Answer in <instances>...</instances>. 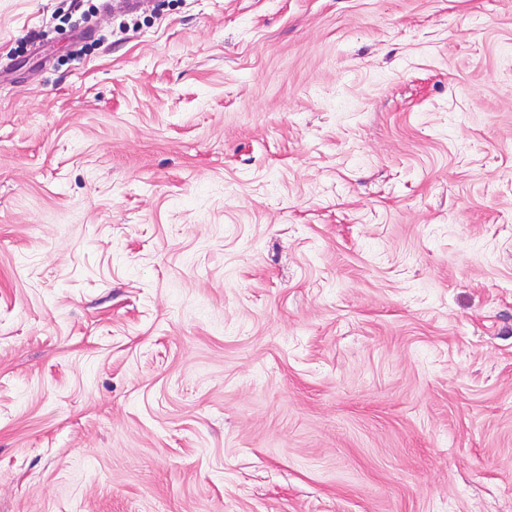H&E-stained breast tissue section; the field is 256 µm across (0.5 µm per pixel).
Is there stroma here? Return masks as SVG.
<instances>
[{"label": "stroma", "instance_id": "obj_1", "mask_svg": "<svg viewBox=\"0 0 512 512\" xmlns=\"http://www.w3.org/2000/svg\"><path fill=\"white\" fill-rule=\"evenodd\" d=\"M0 512H512V0H0Z\"/></svg>", "mask_w": 512, "mask_h": 512}]
</instances>
